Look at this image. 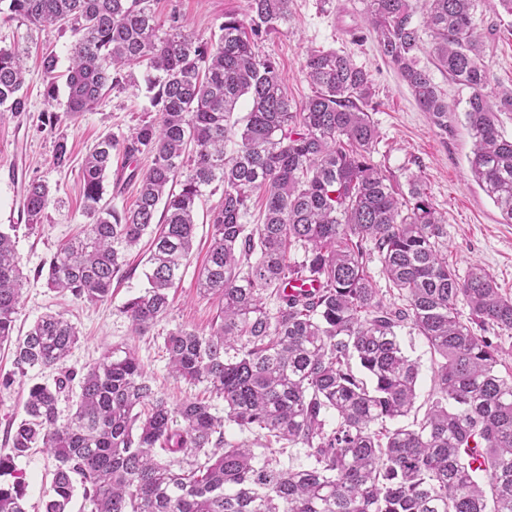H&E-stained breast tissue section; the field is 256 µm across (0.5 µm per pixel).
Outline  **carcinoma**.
Returning <instances> with one entry per match:
<instances>
[{
    "mask_svg": "<svg viewBox=\"0 0 512 512\" xmlns=\"http://www.w3.org/2000/svg\"><path fill=\"white\" fill-rule=\"evenodd\" d=\"M6 2L3 22L18 19L31 30L58 22L70 31L67 111L93 110L127 81L125 68L142 64L158 112L119 138L97 140L81 170L88 222L36 277L103 302L126 274L127 253L153 233L147 285L122 307L133 335L145 336L168 317L190 265L206 189L222 191V201L207 211L211 243L197 275L217 315L206 331L179 326L163 336L169 373L205 385L209 400L171 403L131 351L68 365L78 332L55 314L14 336L28 277L17 227L0 229V346L13 354L0 389L32 369L57 373L51 384L30 385L24 417L8 423L0 512H28L17 461L33 448L54 461L43 512H71L78 483L79 512H512V373L499 370L500 345L477 334H512V295L478 264L463 277L448 264L447 218L418 174H408L404 189L373 162L380 135L368 112L370 74L348 54L311 50L313 95L296 104L276 62L257 51L258 40L288 20L290 0H247L248 22L226 15L206 40L174 12L161 19L155 0ZM477 2L367 0V22L446 133L454 108L421 65L413 18L422 13L438 68L469 90L474 181L511 224L512 139L498 126L499 114L512 112V89L490 87ZM42 70L50 104L54 56L42 58ZM24 86L19 47H0V112L27 111ZM243 98L249 111L235 119ZM115 153L151 157L131 175L138 196L129 209L103 201ZM256 193L264 208L251 224ZM50 202L45 184H28V226L42 223ZM375 258L392 303L372 275ZM305 279L318 282L317 291L288 294L289 282ZM405 325L438 359L425 415L401 426L419 379L397 334ZM72 390L62 422L60 396ZM214 399L224 401V414ZM230 425L255 442L229 439ZM273 441L303 449L309 464L258 456L253 444Z\"/></svg>",
    "mask_w": 512,
    "mask_h": 512,
    "instance_id": "cac0c4a2",
    "label": "carcinoma"
}]
</instances>
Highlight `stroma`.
<instances>
[{
  "mask_svg": "<svg viewBox=\"0 0 512 512\" xmlns=\"http://www.w3.org/2000/svg\"><path fill=\"white\" fill-rule=\"evenodd\" d=\"M245 8V0H157L156 3L162 15L178 12L187 30L202 38L209 37L225 15H243ZM366 9V0H332L325 6L320 0H291L287 22L276 33L266 36L259 43L258 51L278 63L284 85L298 103L306 101L313 91L305 74L308 50L336 49L351 54L369 72L376 90L369 108L380 134L374 162L400 179L411 172L420 175L437 210L448 218V261L459 274H466L471 264H480L500 287L512 293V224L504 222L497 206L470 173L471 138L463 113L467 90L434 70V58L427 51L431 44L429 31L423 28L422 17H415L426 48L421 63L432 68L435 83L455 108L452 133L441 134L382 56L374 36L366 28ZM474 22L483 35L484 63L491 86L512 88V15L483 4L477 8ZM16 43L30 50L25 84L28 108L18 114H0V227L18 225L21 266L30 276L16 314V333H25L44 313L62 314L77 327L80 335L70 360L72 366L97 360L112 350L130 349L151 374L154 387L165 393L170 402L207 397L204 385H191L169 375L160 337L178 326L208 329L216 314V301L200 295L196 288L197 274L206 260L210 243L208 224L197 226L191 264L175 292L168 318L157 326L155 333L146 336L132 335L121 312L123 304L146 285L145 249L128 254L130 277L113 284L111 297L98 304L49 290L44 279L35 276L58 246L86 222L80 172L89 149L104 134L121 136L142 119L155 117L143 81V67H133V83L110 90L93 111L72 113L66 109V88H59L56 101L46 104V78L40 64L41 53L51 51L58 58V74L66 73L69 33L56 23L32 30L18 20L0 22V46L8 48ZM62 140L70 149L71 161L68 167L59 169L54 167L52 156L57 142ZM149 163V158L144 156L133 164L113 157L105 182V200L120 209L131 207L137 185L129 181L128 175L132 169L147 168ZM33 181L48 185L51 203L43 223L27 230L22 226V200L26 186ZM398 334L405 352L420 365L419 397L427 399L433 390L436 357L424 337L411 328L402 327ZM18 466L26 474L31 512H41L53 461L35 448L19 459Z\"/></svg>",
  "mask_w": 512,
  "mask_h": 512,
  "instance_id": "1",
  "label": "stroma"
}]
</instances>
